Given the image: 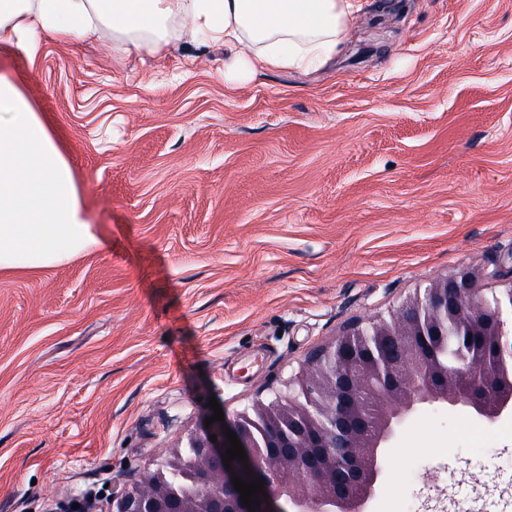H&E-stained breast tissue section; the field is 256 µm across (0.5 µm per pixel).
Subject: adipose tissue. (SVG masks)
Instances as JSON below:
<instances>
[{
    "mask_svg": "<svg viewBox=\"0 0 512 512\" xmlns=\"http://www.w3.org/2000/svg\"><path fill=\"white\" fill-rule=\"evenodd\" d=\"M360 0H0V44L86 42L111 35L160 55L170 32L222 44L233 66L307 71L344 41ZM56 134L0 77V269L47 268L97 245Z\"/></svg>",
    "mask_w": 512,
    "mask_h": 512,
    "instance_id": "obj_1",
    "label": "adipose tissue"
}]
</instances>
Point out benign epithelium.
I'll use <instances>...</instances> for the list:
<instances>
[{
  "label": "benign epithelium",
  "mask_w": 512,
  "mask_h": 512,
  "mask_svg": "<svg viewBox=\"0 0 512 512\" xmlns=\"http://www.w3.org/2000/svg\"><path fill=\"white\" fill-rule=\"evenodd\" d=\"M482 278L461 269L388 316L351 325L308 356L286 383L289 393L272 403L255 400L228 424L200 426L187 436V455L177 448L166 453L168 470H193L197 494L176 495L164 474L148 470L112 492V512H250L233 487V472L248 482L265 480L256 512H367L385 470L382 449L418 409L446 406L489 423L512 416V389L502 386L512 384L509 374L480 369L475 358L438 371L422 340L425 328L447 322L512 353V319L507 309L492 306ZM355 336L380 352L394 344L398 358L352 365L346 350ZM226 426L245 449L253 475L237 459L233 471L225 468Z\"/></svg>",
  "instance_id": "1"
}]
</instances>
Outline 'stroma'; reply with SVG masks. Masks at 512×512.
Returning a JSON list of instances; mask_svg holds the SVG:
<instances>
[{
	"mask_svg": "<svg viewBox=\"0 0 512 512\" xmlns=\"http://www.w3.org/2000/svg\"><path fill=\"white\" fill-rule=\"evenodd\" d=\"M322 69L0 45L57 132L96 247L0 273V512H107L217 398L271 400L351 324L512 264V0H361ZM439 406L369 512H512V417Z\"/></svg>",
	"mask_w": 512,
	"mask_h": 512,
	"instance_id": "35a3bbf8",
	"label": "stroma"
}]
</instances>
